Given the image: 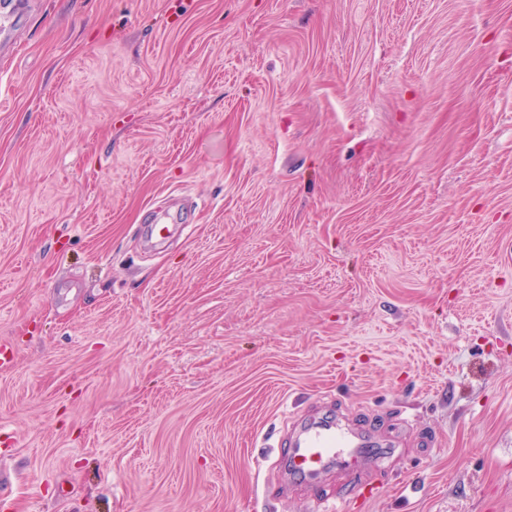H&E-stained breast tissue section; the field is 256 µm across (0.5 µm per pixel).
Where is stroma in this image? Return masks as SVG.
<instances>
[{
	"instance_id": "stroma-1",
	"label": "stroma",
	"mask_w": 512,
	"mask_h": 512,
	"mask_svg": "<svg viewBox=\"0 0 512 512\" xmlns=\"http://www.w3.org/2000/svg\"><path fill=\"white\" fill-rule=\"evenodd\" d=\"M2 342L0 512H512V0H28ZM368 445L364 437L343 431L333 416H325L304 425L294 439L288 456L290 474L311 481L335 460L358 466L362 448Z\"/></svg>"
}]
</instances>
